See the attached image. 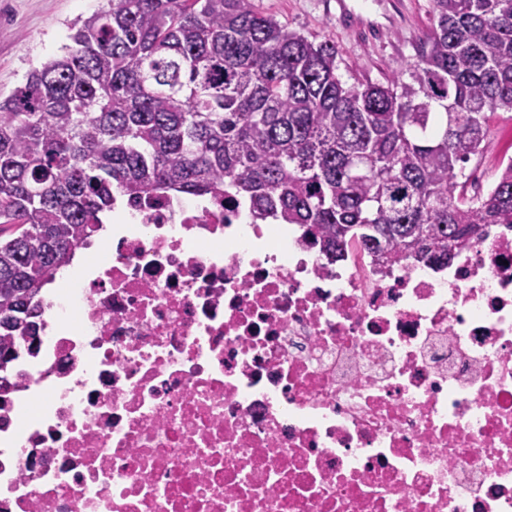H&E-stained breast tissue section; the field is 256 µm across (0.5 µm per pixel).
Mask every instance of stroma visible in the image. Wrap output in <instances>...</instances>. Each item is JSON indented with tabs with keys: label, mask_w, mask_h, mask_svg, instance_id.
I'll list each match as a JSON object with an SVG mask.
<instances>
[{
	"label": "stroma",
	"mask_w": 512,
	"mask_h": 512,
	"mask_svg": "<svg viewBox=\"0 0 512 512\" xmlns=\"http://www.w3.org/2000/svg\"><path fill=\"white\" fill-rule=\"evenodd\" d=\"M110 0H0V99L71 45V26ZM289 29L335 43L359 81L381 82L412 62L431 28L432 0H255Z\"/></svg>",
	"instance_id": "35a3bbf8"
}]
</instances>
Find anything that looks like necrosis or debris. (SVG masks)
<instances>
[{
    "label": "necrosis or debris",
    "mask_w": 512,
    "mask_h": 512,
    "mask_svg": "<svg viewBox=\"0 0 512 512\" xmlns=\"http://www.w3.org/2000/svg\"><path fill=\"white\" fill-rule=\"evenodd\" d=\"M0 375V512H512V227L331 264L142 201Z\"/></svg>",
    "instance_id": "necrosis-or-debris-1"
}]
</instances>
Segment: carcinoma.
I'll list each match as a JSON object with an SVG mask.
<instances>
[{"mask_svg":"<svg viewBox=\"0 0 512 512\" xmlns=\"http://www.w3.org/2000/svg\"><path fill=\"white\" fill-rule=\"evenodd\" d=\"M405 74L353 83L336 45L254 0H112L0 99V371L37 336L45 287L118 202L231 197L330 262L449 264L512 224V157L468 196L512 112V0H433ZM493 135L490 143L482 157L473 158L465 169L468 194H473L474 178L476 176L475 166L479 161L498 165L506 157L512 156V112L498 110L492 120ZM471 174V178L469 175Z\"/></svg>","mask_w":512,"mask_h":512,"instance_id":"1","label":"carcinoma"}]
</instances>
